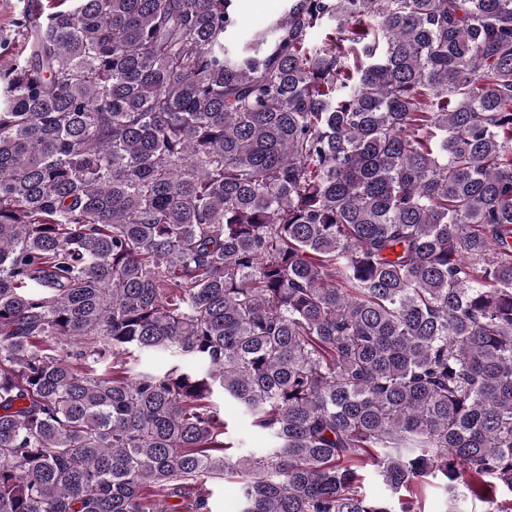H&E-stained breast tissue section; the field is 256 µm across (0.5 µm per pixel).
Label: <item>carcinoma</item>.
Wrapping results in <instances>:
<instances>
[{
  "instance_id": "obj_1",
  "label": "carcinoma",
  "mask_w": 512,
  "mask_h": 512,
  "mask_svg": "<svg viewBox=\"0 0 512 512\" xmlns=\"http://www.w3.org/2000/svg\"><path fill=\"white\" fill-rule=\"evenodd\" d=\"M37 2L0 71V512H211L226 477L240 512H422L426 476L512 512V0L245 37L235 0ZM219 397L272 447L230 461Z\"/></svg>"
}]
</instances>
